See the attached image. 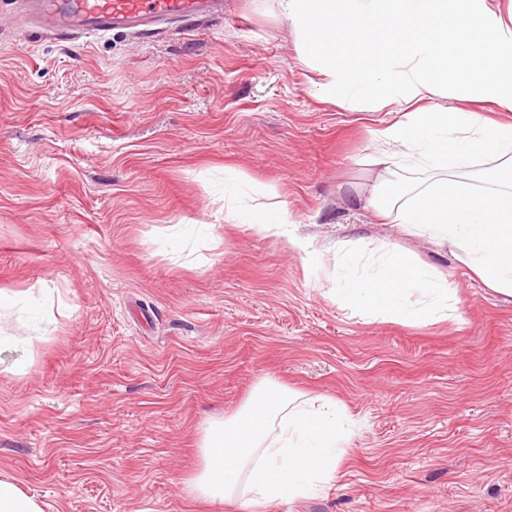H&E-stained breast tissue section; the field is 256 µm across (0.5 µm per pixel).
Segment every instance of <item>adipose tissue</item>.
<instances>
[{
    "label": "adipose tissue",
    "mask_w": 512,
    "mask_h": 512,
    "mask_svg": "<svg viewBox=\"0 0 512 512\" xmlns=\"http://www.w3.org/2000/svg\"><path fill=\"white\" fill-rule=\"evenodd\" d=\"M494 0H276L322 81L328 102H393L399 118L373 133L368 180L352 198L410 234L449 243L488 288L512 297V123L471 110L474 102L512 112V27ZM455 96L458 106L425 112L421 102ZM248 210L224 203L229 223L253 224L308 251L289 229L275 192ZM372 271L342 261L336 293L375 317L448 316V283L397 251ZM420 292L421 305L410 302ZM349 431L335 402L297 400L259 386L236 414L209 422L186 479L209 512L299 498L328 484Z\"/></svg>",
    "instance_id": "1"
}]
</instances>
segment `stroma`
<instances>
[{
  "label": "stroma",
  "instance_id": "35a3bbf8",
  "mask_svg": "<svg viewBox=\"0 0 512 512\" xmlns=\"http://www.w3.org/2000/svg\"><path fill=\"white\" fill-rule=\"evenodd\" d=\"M0 0V478L50 512H204L199 437L261 380L351 421L334 480L259 512H512V299L448 245L349 198L385 111L317 96L275 0L59 38ZM275 190L315 255L224 221ZM386 245L454 290L447 319L334 297L336 250Z\"/></svg>",
  "mask_w": 512,
  "mask_h": 512
}]
</instances>
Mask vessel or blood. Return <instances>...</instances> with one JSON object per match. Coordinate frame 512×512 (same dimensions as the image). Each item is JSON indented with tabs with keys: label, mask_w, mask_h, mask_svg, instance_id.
Returning <instances> with one entry per match:
<instances>
[{
	"label": "vessel or blood",
	"mask_w": 512,
	"mask_h": 512,
	"mask_svg": "<svg viewBox=\"0 0 512 512\" xmlns=\"http://www.w3.org/2000/svg\"><path fill=\"white\" fill-rule=\"evenodd\" d=\"M220 0H23L21 19L60 35H98L208 16Z\"/></svg>",
	"instance_id": "obj_1"
}]
</instances>
